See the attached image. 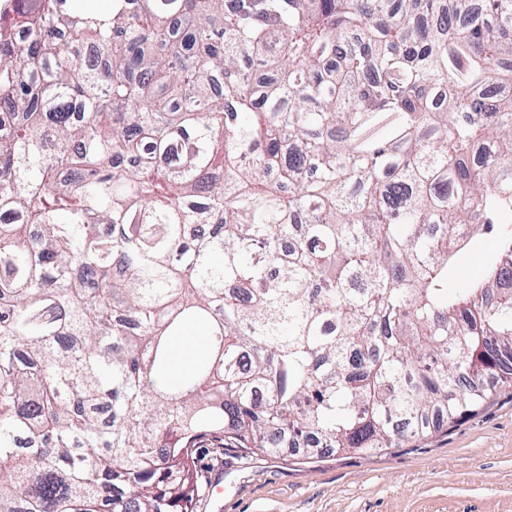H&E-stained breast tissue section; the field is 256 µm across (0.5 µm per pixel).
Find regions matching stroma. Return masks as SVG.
<instances>
[{
    "instance_id": "obj_1",
    "label": "stroma",
    "mask_w": 512,
    "mask_h": 512,
    "mask_svg": "<svg viewBox=\"0 0 512 512\" xmlns=\"http://www.w3.org/2000/svg\"><path fill=\"white\" fill-rule=\"evenodd\" d=\"M193 512H512V387L428 437L376 454L252 452L201 435ZM220 479L223 496L210 495Z\"/></svg>"
}]
</instances>
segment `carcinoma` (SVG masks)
Instances as JSON below:
<instances>
[{
	"label": "carcinoma",
	"instance_id": "1",
	"mask_svg": "<svg viewBox=\"0 0 512 512\" xmlns=\"http://www.w3.org/2000/svg\"><path fill=\"white\" fill-rule=\"evenodd\" d=\"M97 2L0 9V512H189L206 432L372 453L512 385V0Z\"/></svg>",
	"mask_w": 512,
	"mask_h": 512
}]
</instances>
